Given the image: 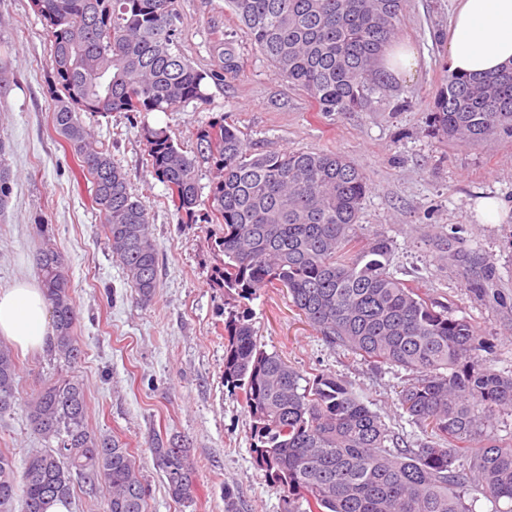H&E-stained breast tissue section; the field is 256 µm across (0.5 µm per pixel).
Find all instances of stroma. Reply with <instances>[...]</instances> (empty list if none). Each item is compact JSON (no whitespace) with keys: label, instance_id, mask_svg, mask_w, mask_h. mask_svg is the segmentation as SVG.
<instances>
[{"label":"stroma","instance_id":"stroma-1","mask_svg":"<svg viewBox=\"0 0 512 512\" xmlns=\"http://www.w3.org/2000/svg\"><path fill=\"white\" fill-rule=\"evenodd\" d=\"M454 0H405L399 41L416 52L407 79H388L371 110L314 116L308 95L282 79L249 40L226 0H177L180 51L208 70L220 51L234 55L240 72L210 86L207 103L176 112L129 115L82 113L83 124L109 146L129 190L147 206L159 255V288L147 304L133 300L113 256L89 179H74L76 162L52 125L51 43L31 0H0V51L12 61L15 86L0 104V141L7 148L12 194L0 213V291L17 279L36 280L42 239L51 228L78 311L84 355L75 368L84 383L88 424L131 448L147 489L145 512H224L232 489L239 512H283L250 449L251 417L224 384V321L229 308L215 281L217 227L187 224L168 191L146 165L142 123L167 130L188 157L194 132L207 121L233 120L258 150H336L371 180L357 234L388 239L390 270L415 280L454 316L467 317L489 350L483 364L512 368V137L451 144L431 120L433 101L448 74L449 19ZM502 199L511 211L498 224L476 217L480 197ZM267 351L278 352L306 376L336 375L384 423L409 443L426 435L398 400L408 373L370 363L329 345L302 320L287 295L262 288L247 300ZM21 403L0 416V449L23 460L40 447L22 402L57 373L48 350L17 352ZM186 440L196 468V497L175 503L150 451L153 434Z\"/></svg>","mask_w":512,"mask_h":512}]
</instances>
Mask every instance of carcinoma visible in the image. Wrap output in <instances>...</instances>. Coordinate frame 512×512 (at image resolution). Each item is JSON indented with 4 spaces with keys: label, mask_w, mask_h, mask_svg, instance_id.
<instances>
[{
    "label": "carcinoma",
    "mask_w": 512,
    "mask_h": 512,
    "mask_svg": "<svg viewBox=\"0 0 512 512\" xmlns=\"http://www.w3.org/2000/svg\"><path fill=\"white\" fill-rule=\"evenodd\" d=\"M52 42L56 133L93 186L112 254L136 300L158 288V248L147 207L129 191L109 147L81 113L176 112L208 100L210 84L238 75L227 53L217 70H198L179 51L176 0H31ZM245 34L278 74L304 90L325 116L357 112L384 87L380 60L404 21V0H227ZM14 82L0 55V96ZM433 123L450 143L512 137V66L482 76L450 73L434 102ZM242 131L222 118L194 133L196 158L147 122V166L190 223L221 225L215 250L224 293L245 300L278 286L325 341L412 372L399 391L410 421L438 440L413 448L336 376H305L261 345L248 309L224 320V385L242 395L252 419L250 448L284 512H470L475 489L512 512V446L483 435L475 408L512 409V370H493L475 326L389 271L390 242L356 235L369 178L342 153L249 150ZM0 211L11 195L1 158ZM214 170L207 198L196 160ZM37 273L53 313L54 358L72 368L84 355L74 336L78 314L64 260L43 242ZM18 365L0 342V416L17 404ZM34 448L17 471L0 450V512H47L71 499L74 476L104 486L107 512H145L147 490L136 457L87 424L82 380L74 372L43 383L24 403ZM157 468L173 500L195 498L190 449L152 439Z\"/></svg>",
    "instance_id": "1"
}]
</instances>
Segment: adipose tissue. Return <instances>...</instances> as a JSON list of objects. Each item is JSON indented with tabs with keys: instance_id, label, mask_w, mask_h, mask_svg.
<instances>
[{
	"instance_id": "obj_1",
	"label": "adipose tissue",
	"mask_w": 512,
	"mask_h": 512,
	"mask_svg": "<svg viewBox=\"0 0 512 512\" xmlns=\"http://www.w3.org/2000/svg\"><path fill=\"white\" fill-rule=\"evenodd\" d=\"M512 63V0H457L448 40V70L480 75ZM41 288L20 280L0 291V335L22 350L43 348L54 336Z\"/></svg>"
}]
</instances>
